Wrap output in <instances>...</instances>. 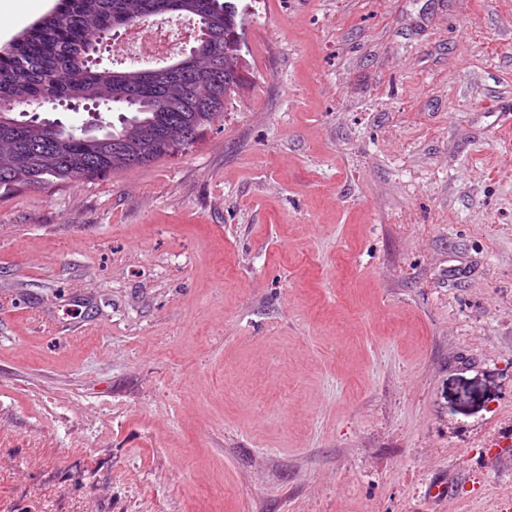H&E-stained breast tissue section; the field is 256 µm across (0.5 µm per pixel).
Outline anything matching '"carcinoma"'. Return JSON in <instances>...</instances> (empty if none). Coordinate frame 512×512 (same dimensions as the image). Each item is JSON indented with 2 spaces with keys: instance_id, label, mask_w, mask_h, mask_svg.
Returning a JSON list of instances; mask_svg holds the SVG:
<instances>
[{
  "instance_id": "obj_1",
  "label": "carcinoma",
  "mask_w": 512,
  "mask_h": 512,
  "mask_svg": "<svg viewBox=\"0 0 512 512\" xmlns=\"http://www.w3.org/2000/svg\"><path fill=\"white\" fill-rule=\"evenodd\" d=\"M189 15L206 30L192 55L150 69L99 68L92 39H109L130 19L152 23ZM233 0H58L53 11L0 49V192L104 178L178 152L224 116V85L233 78L226 52L239 31ZM48 99L114 105L120 128L74 134L9 107Z\"/></svg>"
}]
</instances>
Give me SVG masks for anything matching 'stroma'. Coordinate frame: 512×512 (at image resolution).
I'll return each mask as SVG.
<instances>
[{"mask_svg": "<svg viewBox=\"0 0 512 512\" xmlns=\"http://www.w3.org/2000/svg\"><path fill=\"white\" fill-rule=\"evenodd\" d=\"M237 4L222 121L0 197V512H501L512 0Z\"/></svg>", "mask_w": 512, "mask_h": 512, "instance_id": "35a3bbf8", "label": "stroma"}]
</instances>
